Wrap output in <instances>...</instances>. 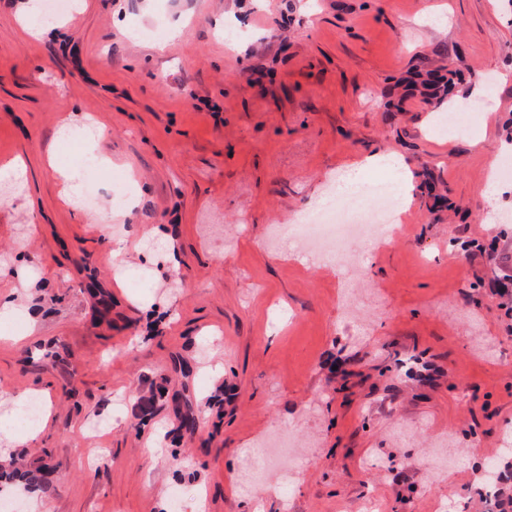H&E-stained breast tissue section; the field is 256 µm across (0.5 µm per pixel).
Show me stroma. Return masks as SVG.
Listing matches in <instances>:
<instances>
[{
	"label": "stroma",
	"instance_id": "obj_1",
	"mask_svg": "<svg viewBox=\"0 0 512 512\" xmlns=\"http://www.w3.org/2000/svg\"><path fill=\"white\" fill-rule=\"evenodd\" d=\"M21 2L0 0V166L26 160L0 203V303L10 332H36L0 341V421L19 437L0 466H43L51 489L14 512H195L199 488L205 512L492 497L483 458L512 449V332L468 243L512 242V222L476 220L489 160L512 165L496 154L512 138V0H70L35 39ZM440 66L494 76L482 146L427 135L439 103L407 86ZM376 150L417 189L385 245L345 243L358 272L267 250L271 225ZM92 153L108 158L86 175L95 209L64 199ZM129 181L136 204L113 208ZM30 389L50 411L33 442L15 402ZM272 430L309 446L294 484L241 491ZM442 436L472 454L434 476L422 460Z\"/></svg>",
	"mask_w": 512,
	"mask_h": 512
}]
</instances>
